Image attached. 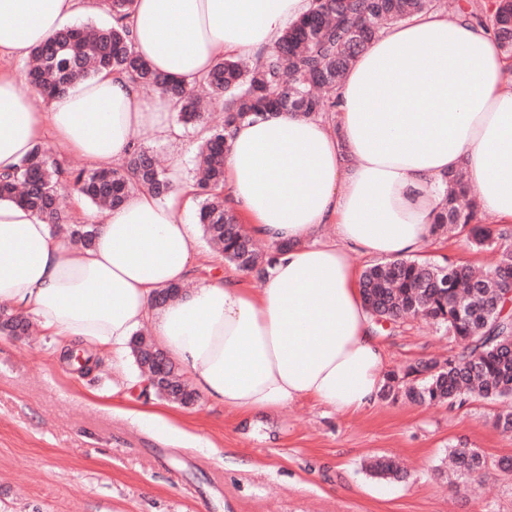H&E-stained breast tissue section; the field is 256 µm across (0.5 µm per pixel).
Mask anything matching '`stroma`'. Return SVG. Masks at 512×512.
<instances>
[{"label": "stroma", "instance_id": "35a3bbf8", "mask_svg": "<svg viewBox=\"0 0 512 512\" xmlns=\"http://www.w3.org/2000/svg\"><path fill=\"white\" fill-rule=\"evenodd\" d=\"M481 265L489 253L466 237L430 239L420 250ZM387 369L455 344L423 320L377 332ZM54 337L0 334V512H512V435L493 425L497 403L414 405L378 400L345 415L310 400L273 414L238 416L206 398L169 405L176 432L163 434L120 413L115 389L135 371L110 359L89 376L61 359ZM211 440L197 448L191 435ZM477 449L492 468L468 489L437 480L449 448ZM375 455L394 457L403 482L366 474Z\"/></svg>", "mask_w": 512, "mask_h": 512}]
</instances>
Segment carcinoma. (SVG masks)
<instances>
[{"label":"carcinoma","instance_id":"obj_1","mask_svg":"<svg viewBox=\"0 0 512 512\" xmlns=\"http://www.w3.org/2000/svg\"><path fill=\"white\" fill-rule=\"evenodd\" d=\"M133 0H110L112 23L67 27L31 51L27 76L43 97L63 94L75 82L109 70L125 75L138 87L151 86L173 99L183 124L207 127L196 155L195 195L198 221L207 242L224 260L242 272L262 277L270 253L260 250L239 224L224 199V166L230 150V129L240 121L276 112L305 116L332 115L336 89L363 48L387 25L434 7V0H312L307 14L287 27L275 50L254 61L228 57L195 82L157 75L134 51L127 20ZM476 23H492L494 35L512 59V0H494L487 9L458 6ZM223 101L224 123L206 126L201 95ZM68 184L80 199L115 208L131 190L164 198L173 190L154 155L132 140L117 168L86 171L62 169L50 152L36 147L16 171L0 178V199L20 202L53 228H65L72 244H93L95 225L71 220L59 201L58 189ZM477 196L461 173L448 175L444 207L434 219V231L467 233L478 250L499 253L498 264L482 274L462 263L420 257L374 262L360 275V287L376 326L421 317L445 330L459 345L444 362L420 360L386 373L380 392L384 399L418 404L463 405L469 399H512V231L490 230L473 223ZM29 322L0 313V333L24 336ZM166 361L177 386L142 395L189 406L196 393L181 380L178 368L151 338L135 336L132 357L139 371H154L148 357ZM449 456L454 480L487 474L485 457L475 448L455 446ZM367 470L381 479L404 478L387 456L371 458Z\"/></svg>","mask_w":512,"mask_h":512}]
</instances>
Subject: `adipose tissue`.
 Instances as JSON below:
<instances>
[{"instance_id":"obj_1","label":"adipose tissue","mask_w":512,"mask_h":512,"mask_svg":"<svg viewBox=\"0 0 512 512\" xmlns=\"http://www.w3.org/2000/svg\"><path fill=\"white\" fill-rule=\"evenodd\" d=\"M87 0H0V59L30 50L85 13ZM311 0H134V49L159 74L201 78L224 56H258ZM36 90L0 68V176L42 145L89 167L121 164L134 133L179 143L174 104L108 71L33 106ZM332 117L281 112L232 129L224 194L248 232L275 249L265 286L237 269L192 282L194 188L172 156L166 198L132 192L77 249L29 208L0 201V302L67 346L123 365L149 328L212 403L240 414L310 399L341 413L375 403L385 353L372 333L352 253L418 251L448 190L467 174L478 220L512 223V60L463 12L431 11L384 28L337 89ZM423 111H411L413 102ZM336 238L319 239L326 225ZM187 292L157 309L156 293Z\"/></svg>"}]
</instances>
